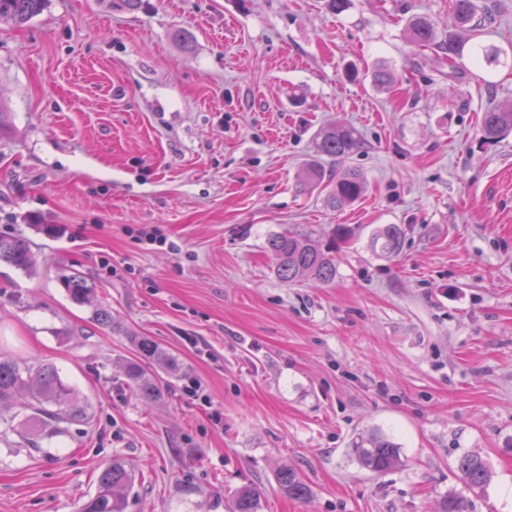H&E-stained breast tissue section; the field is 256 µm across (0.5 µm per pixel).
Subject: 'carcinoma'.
I'll return each mask as SVG.
<instances>
[{
    "instance_id": "1",
    "label": "carcinoma",
    "mask_w": 512,
    "mask_h": 512,
    "mask_svg": "<svg viewBox=\"0 0 512 512\" xmlns=\"http://www.w3.org/2000/svg\"><path fill=\"white\" fill-rule=\"evenodd\" d=\"M48 0H0V27H20L40 15ZM452 17L461 36L438 39L432 22L421 16H412L405 25L406 39L420 46L438 48L448 55V67L458 73L467 69L466 63L488 67L500 64L507 53L493 44L478 41L482 36V21L477 19L478 6L475 0H454ZM512 133V102L488 107L480 117L479 143L490 146ZM363 142L358 132L338 123L319 133L316 143V159L305 168L304 183L321 186L326 190L325 203L333 210H341L357 203L367 190V181L357 169L346 170L340 176L333 174L331 162L346 159L362 149ZM352 229L339 224L333 230L332 239L325 246L318 245L297 232H283L270 237L267 251L274 261V272L284 282L300 278L329 283L336 278V242L344 241ZM402 229L397 224H388L379 229L371 239V247L384 254H395L402 242ZM0 261L18 269L27 270L31 255L26 243L20 238L0 237ZM64 287L72 302L78 305H93L95 320L104 327L117 328L112 311L94 305L96 286L79 274L63 278ZM136 360L129 362L126 376L129 386L145 399H158L167 389V384L151 369L157 364L169 370L177 367V360L156 341L146 336H130ZM28 397L25 407L44 414L48 420L60 418L58 411L71 406L74 390L59 377L56 369L48 364L36 368L11 358L0 356V416L10 414L17 408V396ZM361 465L373 472L389 470L400 463L399 449L387 438L375 435L369 446H356ZM458 471L463 482L470 488L485 485L490 478L489 466L479 457L463 455L458 460ZM132 470L123 462L109 463L99 474L97 490L83 505L81 512H125L126 493L134 486ZM278 482L282 490L294 498H302L308 488L299 473L284 466L278 471ZM257 497L250 489L236 493L227 504V512H257Z\"/></svg>"
}]
</instances>
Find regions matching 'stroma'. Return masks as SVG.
<instances>
[{
    "label": "stroma",
    "instance_id": "35a3bbf8",
    "mask_svg": "<svg viewBox=\"0 0 512 512\" xmlns=\"http://www.w3.org/2000/svg\"><path fill=\"white\" fill-rule=\"evenodd\" d=\"M451 3L49 0L0 29V236L32 257L0 262V356L53 365L77 408L0 421V512H80L115 459L135 474L125 512H227L246 487L258 512H441L451 494L512 512V135L478 142L512 68L455 74L405 39L416 14L447 37ZM479 8L483 43L512 48V0ZM336 122L365 142L337 170L369 185L342 211L299 184ZM338 224L355 234L331 283L275 275L272 235ZM388 224L392 255L370 246ZM153 229L167 246L139 242ZM71 273L117 329L70 300ZM132 333L178 362L160 399L129 386ZM374 434L400 448L384 473L353 451ZM465 454L486 486L462 483ZM285 465L306 498L281 491ZM402 229L397 224H388L379 229L371 239V247L384 254H395L399 251L402 242ZM0 261L21 270H28L31 265V255L26 243L20 238L0 237ZM458 471L463 482L470 488L485 485L490 478L489 466L479 457L463 455L458 460Z\"/></svg>",
    "mask_w": 512,
    "mask_h": 512
}]
</instances>
